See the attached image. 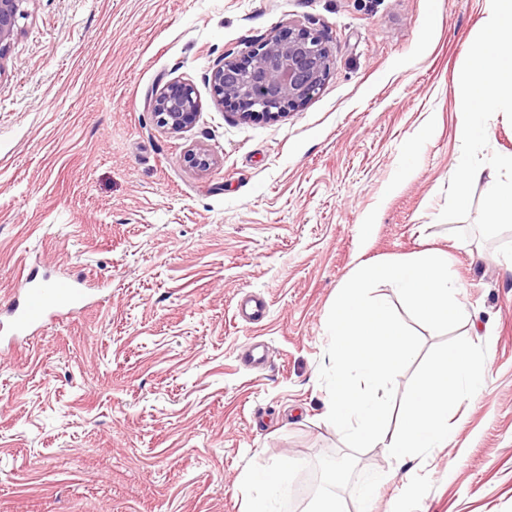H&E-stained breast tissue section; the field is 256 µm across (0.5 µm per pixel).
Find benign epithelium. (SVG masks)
I'll return each instance as SVG.
<instances>
[{
    "instance_id": "obj_1",
    "label": "benign epithelium",
    "mask_w": 512,
    "mask_h": 512,
    "mask_svg": "<svg viewBox=\"0 0 512 512\" xmlns=\"http://www.w3.org/2000/svg\"><path fill=\"white\" fill-rule=\"evenodd\" d=\"M26 0H0V59L8 51ZM332 63L330 49L315 29L295 25L254 45L246 56L225 58L210 76L218 102L243 121H275L304 106L320 90ZM157 124L178 132L193 125L200 109L194 88L170 82L148 99ZM187 161L206 170L213 159L191 150Z\"/></svg>"
}]
</instances>
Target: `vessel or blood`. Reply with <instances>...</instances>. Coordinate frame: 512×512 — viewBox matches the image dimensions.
I'll return each instance as SVG.
<instances>
[{
  "mask_svg": "<svg viewBox=\"0 0 512 512\" xmlns=\"http://www.w3.org/2000/svg\"><path fill=\"white\" fill-rule=\"evenodd\" d=\"M97 288L86 280L64 274L53 279L28 274L18 294L0 313L8 318V326L0 331V354L51 325L60 316L75 314L94 302Z\"/></svg>",
  "mask_w": 512,
  "mask_h": 512,
  "instance_id": "b4317fda",
  "label": "vessel or blood"
}]
</instances>
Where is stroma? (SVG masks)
<instances>
[{"label":"stroma","mask_w":512,"mask_h":512,"mask_svg":"<svg viewBox=\"0 0 512 512\" xmlns=\"http://www.w3.org/2000/svg\"><path fill=\"white\" fill-rule=\"evenodd\" d=\"M0 60V301L36 271L102 286L97 304L0 356V512H247L252 470L288 464L274 512H306L313 465L347 448L319 381L337 288L363 261L448 252L485 336V389L448 448L372 512H512V223L455 172L512 155V102L459 136L457 80L488 0H26ZM302 24L332 55L319 92L273 122L215 102L209 76ZM179 80L196 122L157 126ZM213 157L199 171L186 160ZM375 216L363 232L365 216ZM266 316H237L247 295ZM265 342L260 369L244 365ZM148 108L157 124L178 132L193 125L200 109V100L191 85L174 81L151 93Z\"/></svg>","instance_id":"stroma-1"}]
</instances>
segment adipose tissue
I'll use <instances>...</instances> for the list:
<instances>
[{
    "instance_id": "obj_1",
    "label": "adipose tissue",
    "mask_w": 512,
    "mask_h": 512,
    "mask_svg": "<svg viewBox=\"0 0 512 512\" xmlns=\"http://www.w3.org/2000/svg\"><path fill=\"white\" fill-rule=\"evenodd\" d=\"M487 40L472 54V71L461 74L462 83L471 87L473 111L461 126V135L471 142L486 137L487 129L478 120L479 113L497 104L504 97L512 98V53L503 48L512 39V0H489ZM487 181V213L496 224L512 223V178H485L483 170L467 169L458 177L453 197L455 208L468 202L467 185L474 180ZM247 483L259 487L260 493L250 498L248 512H271V496L281 494L288 486L287 466L261 468L250 472Z\"/></svg>"
}]
</instances>
